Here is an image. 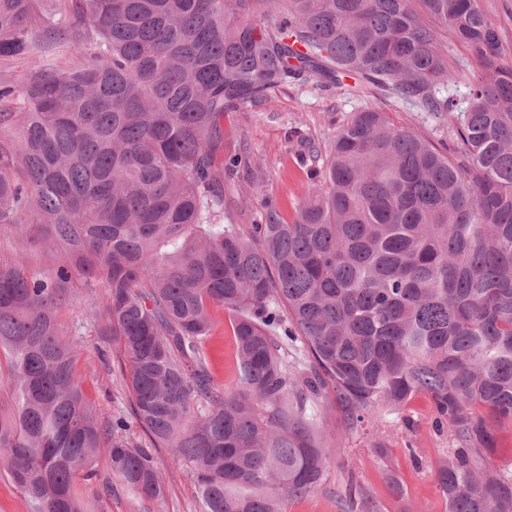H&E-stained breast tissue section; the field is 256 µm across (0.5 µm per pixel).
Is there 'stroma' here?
<instances>
[{"label":"stroma","mask_w":512,"mask_h":512,"mask_svg":"<svg viewBox=\"0 0 512 512\" xmlns=\"http://www.w3.org/2000/svg\"><path fill=\"white\" fill-rule=\"evenodd\" d=\"M377 104L374 98L353 97L347 86L327 87L310 78L271 91L265 102L225 113L224 157L241 160L224 174L225 217L236 224L262 223L272 201L284 220L293 221L310 183V147L328 149L354 112ZM387 115L397 125L420 130L439 150H449L447 121L424 112L391 109ZM21 222V231L0 233V266L20 262L32 273L55 279L57 263L45 225L29 212ZM107 299L101 284L74 275L57 310L66 338L78 346L75 365L82 390L105 423L130 415L127 392L116 374L115 348L101 335L96 317ZM212 314L205 359L215 384L233 390L240 384L233 315L220 307ZM320 403L336 453L321 487L288 499L285 512H448L437 470L457 442L448 428L437 424L429 397L412 396L398 409H380L374 419L357 424L350 423L333 394H324ZM152 457L164 493L147 500L113 477L108 451L99 449L94 475L77 484L84 512H201L189 467L173 464L165 448L153 449Z\"/></svg>","instance_id":"1"}]
</instances>
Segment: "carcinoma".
Segmentation results:
<instances>
[{"label": "carcinoma", "mask_w": 512, "mask_h": 512, "mask_svg": "<svg viewBox=\"0 0 512 512\" xmlns=\"http://www.w3.org/2000/svg\"><path fill=\"white\" fill-rule=\"evenodd\" d=\"M0 0V59L38 61L23 110L0 111V231L24 210L52 230L57 279L0 268V358L15 412L5 470L31 512H82L75 483L102 445L119 481L163 493L149 448L190 466L203 512H281L335 452L315 400L348 420L424 394L458 447L438 470L448 512H512L490 470L512 418V63L481 0ZM479 65L469 96L434 26ZM448 119L450 158L385 113H355L296 217L224 223V113L290 78L339 83ZM76 273L108 291L101 335L121 353L150 447L113 437L74 371L56 309ZM233 314L242 386L216 385L202 344ZM312 357L296 372L281 345Z\"/></svg>", "instance_id": "1"}]
</instances>
